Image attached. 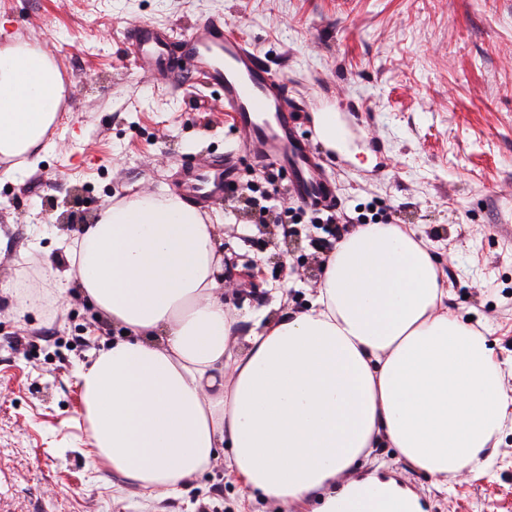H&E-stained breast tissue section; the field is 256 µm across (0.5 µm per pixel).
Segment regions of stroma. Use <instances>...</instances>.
Listing matches in <instances>:
<instances>
[{
	"label": "stroma",
	"mask_w": 512,
	"mask_h": 512,
	"mask_svg": "<svg viewBox=\"0 0 512 512\" xmlns=\"http://www.w3.org/2000/svg\"><path fill=\"white\" fill-rule=\"evenodd\" d=\"M213 17L288 77L293 98L339 108L348 137L326 168L341 209L416 230L448 289L444 311L488 337L512 390V0H0V47L39 45L70 101L36 148L37 168L0 179V512H140V491L93 464L74 378L116 328L41 277L34 291L56 305L19 308L9 289L43 260L66 268L62 242L106 206L173 194L178 170L232 149L222 91L178 61L142 78L125 28L139 19L187 30ZM238 167L204 216L227 254L261 263L254 280L224 291L239 318L235 354L263 309H308L330 236L307 218L262 241L257 224L264 210L283 215L288 176L267 179L243 155ZM493 445L487 473L436 478L383 438L339 481L394 480L425 512H512L511 423ZM157 508L280 512L261 498L243 505L220 457Z\"/></svg>",
	"instance_id": "stroma-1"
}]
</instances>
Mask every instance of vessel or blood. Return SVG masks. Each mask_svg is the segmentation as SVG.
<instances>
[{
  "label": "vessel or blood",
  "mask_w": 512,
  "mask_h": 512,
  "mask_svg": "<svg viewBox=\"0 0 512 512\" xmlns=\"http://www.w3.org/2000/svg\"><path fill=\"white\" fill-rule=\"evenodd\" d=\"M131 41L141 76L164 74L174 61H183L222 90L224 109L234 118L235 149L184 170L178 190L183 201L203 211L221 199L237 177L241 153L287 172L288 192L295 199L320 206L336 201V188L319 159L322 130L311 129L306 137L298 132L300 113L323 111V104L292 99L287 77L268 69L227 23L216 18L178 33L141 21L132 28Z\"/></svg>",
  "instance_id": "vessel-or-blood-1"
}]
</instances>
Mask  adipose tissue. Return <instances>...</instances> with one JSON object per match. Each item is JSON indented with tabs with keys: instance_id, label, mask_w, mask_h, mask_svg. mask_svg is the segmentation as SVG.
I'll use <instances>...</instances> for the list:
<instances>
[{
	"instance_id": "ef3b65f1",
	"label": "adipose tissue",
	"mask_w": 512,
	"mask_h": 512,
	"mask_svg": "<svg viewBox=\"0 0 512 512\" xmlns=\"http://www.w3.org/2000/svg\"><path fill=\"white\" fill-rule=\"evenodd\" d=\"M61 76L41 49H0V155L8 178L37 167ZM47 267L125 338L75 372L97 461L146 501L181 493L218 451L243 500L281 512H423L394 481L338 476L386 436L414 470L448 477L495 463L512 390L487 337L441 313L434 256L403 224L340 239L310 308L258 318L238 356L224 307V253L213 225L176 196L105 207Z\"/></svg>"
}]
</instances>
